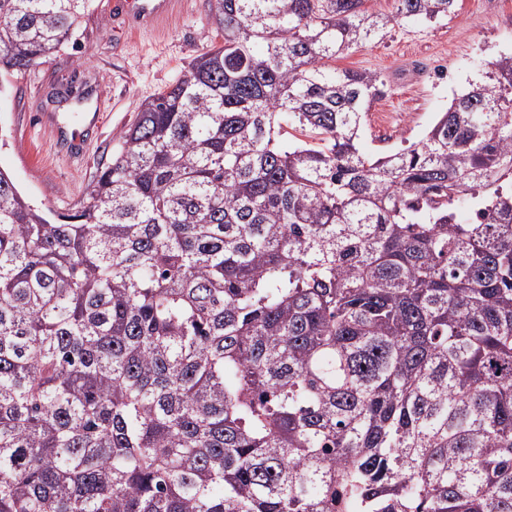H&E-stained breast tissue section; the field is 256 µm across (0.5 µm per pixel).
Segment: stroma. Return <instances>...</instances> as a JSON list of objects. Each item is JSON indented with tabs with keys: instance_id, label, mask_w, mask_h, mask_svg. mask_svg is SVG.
<instances>
[{
	"instance_id": "1",
	"label": "stroma",
	"mask_w": 512,
	"mask_h": 512,
	"mask_svg": "<svg viewBox=\"0 0 512 512\" xmlns=\"http://www.w3.org/2000/svg\"><path fill=\"white\" fill-rule=\"evenodd\" d=\"M211 0H182L155 28L89 0L78 27L47 62L0 85V170L48 215L71 214L112 157L141 102L182 77L189 62L221 44ZM512 50V0H458L448 19L394 24L379 41L349 50L333 67L371 71L385 94L370 109L359 148L396 151L421 140L454 91L478 79L498 52ZM106 93L105 122L84 162L72 160L40 114L79 116V98Z\"/></svg>"
}]
</instances>
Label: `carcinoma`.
Wrapping results in <instances>:
<instances>
[{
  "label": "carcinoma",
  "instance_id": "carcinoma-1",
  "mask_svg": "<svg viewBox=\"0 0 512 512\" xmlns=\"http://www.w3.org/2000/svg\"><path fill=\"white\" fill-rule=\"evenodd\" d=\"M86 2L0 0V77ZM215 2L74 214L0 171V512H512V52L369 156L328 61L457 0Z\"/></svg>",
  "mask_w": 512,
  "mask_h": 512
}]
</instances>
